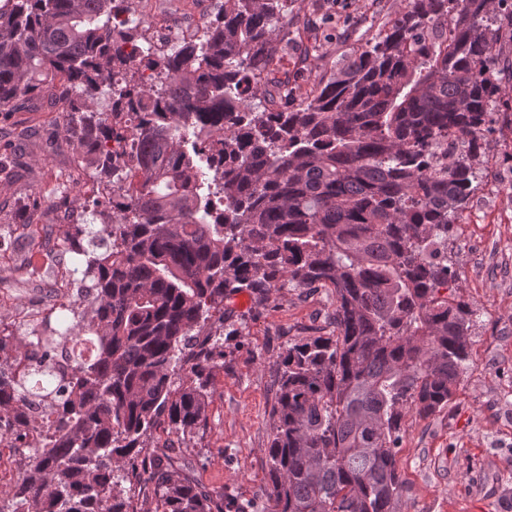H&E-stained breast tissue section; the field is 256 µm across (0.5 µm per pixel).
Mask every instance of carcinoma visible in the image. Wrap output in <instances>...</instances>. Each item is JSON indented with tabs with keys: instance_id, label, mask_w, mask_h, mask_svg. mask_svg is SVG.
Returning <instances> with one entry per match:
<instances>
[{
	"instance_id": "carcinoma-1",
	"label": "carcinoma",
	"mask_w": 512,
	"mask_h": 512,
	"mask_svg": "<svg viewBox=\"0 0 512 512\" xmlns=\"http://www.w3.org/2000/svg\"><path fill=\"white\" fill-rule=\"evenodd\" d=\"M115 0H0V112L61 79L62 140L97 192L54 244L32 198L20 250L73 258L69 325L28 340L0 327V442L17 447L33 397L58 405L0 512H134L122 481L163 425L206 421L224 300L283 278L336 295V333L277 364L264 512H396L401 422L448 407L469 357L473 312L448 298V235L476 189L498 99L494 4L408 0L397 18L281 108L259 77L283 50L294 0H224L200 35L136 63ZM143 68L163 75L146 86ZM139 111L94 110L102 86ZM130 141L127 155L105 142ZM93 341L57 376V349ZM155 512H246L159 459Z\"/></svg>"
}]
</instances>
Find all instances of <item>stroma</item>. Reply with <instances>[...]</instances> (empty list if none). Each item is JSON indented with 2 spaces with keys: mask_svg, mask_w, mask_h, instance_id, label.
Returning <instances> with one entry per match:
<instances>
[{
  "mask_svg": "<svg viewBox=\"0 0 512 512\" xmlns=\"http://www.w3.org/2000/svg\"><path fill=\"white\" fill-rule=\"evenodd\" d=\"M405 6V0H325L335 33L327 51L344 58L357 43L341 38L343 26L364 19L382 24ZM298 13L297 4H289L286 53L293 92L300 95L315 74L299 63L307 34ZM62 92L56 82L31 106L0 112V157L19 156L24 167L21 179L0 182V225L16 224L19 205L40 194L43 220L61 236L73 210L89 203L75 185L52 191L60 174L82 176L62 140ZM485 141L489 167L512 174V99L498 100ZM448 263L456 274L453 296L473 312L470 357L447 408L428 417L411 411L402 422V512H512V223L490 237L483 227L454 224ZM335 308L332 289L286 285L263 297L242 291L225 301L224 321L216 326L224 355L213 370L206 421L172 437L183 474L242 503L267 504L277 361L296 342L332 334Z\"/></svg>",
  "mask_w": 512,
  "mask_h": 512,
  "instance_id": "1",
  "label": "stroma"
}]
</instances>
